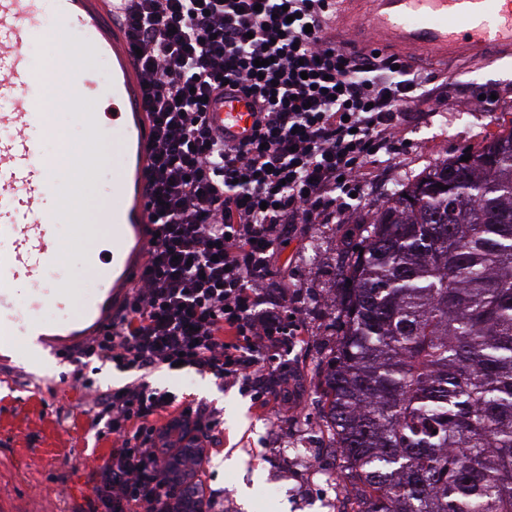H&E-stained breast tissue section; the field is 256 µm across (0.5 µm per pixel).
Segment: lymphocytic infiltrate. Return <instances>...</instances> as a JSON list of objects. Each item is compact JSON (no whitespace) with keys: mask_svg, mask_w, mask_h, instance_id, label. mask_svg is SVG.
Masks as SVG:
<instances>
[{"mask_svg":"<svg viewBox=\"0 0 512 512\" xmlns=\"http://www.w3.org/2000/svg\"><path fill=\"white\" fill-rule=\"evenodd\" d=\"M336 0H126L119 22L151 119L146 178L153 235L133 291L84 346L130 374L85 408L112 447L92 512H166L174 444L162 423L220 433L218 409L155 381L175 363L221 383L255 379L263 354L287 351L300 327L268 293L284 228L330 224L394 152L432 74L395 56L356 53L329 35ZM232 87L254 106V134L232 143L206 97Z\"/></svg>","mask_w":512,"mask_h":512,"instance_id":"lymphocytic-infiltrate-1","label":"lymphocytic infiltrate"}]
</instances>
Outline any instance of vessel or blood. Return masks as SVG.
Returning <instances> with one entry per match:
<instances>
[{
  "instance_id": "b4317fda",
  "label": "vessel or blood",
  "mask_w": 512,
  "mask_h": 512,
  "mask_svg": "<svg viewBox=\"0 0 512 512\" xmlns=\"http://www.w3.org/2000/svg\"><path fill=\"white\" fill-rule=\"evenodd\" d=\"M337 26L342 40L356 48L379 49L403 57L439 60L484 59L512 55V0H343ZM124 0H0V336L25 328L11 315L14 298L44 284L47 270L60 258L55 236L59 224H75L84 238L97 239L100 251L89 267L97 293L76 299L71 321L46 333L32 321L31 334L64 350L82 341L112 313V300L125 292L145 255L147 144L150 124L143 95L122 29L105 31L107 15L121 13ZM52 13L57 46L55 64L66 71L88 147L68 151L65 163L37 160L36 128L50 129L42 99L33 97L38 65L27 46L42 33L41 19ZM108 59L112 78L101 83L96 59ZM213 126L226 138L252 134L248 99L225 91L208 105ZM112 136L111 154L100 153L104 134ZM112 167V198L98 224L85 223L71 203L83 176L102 165Z\"/></svg>"
}]
</instances>
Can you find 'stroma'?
<instances>
[{
	"mask_svg": "<svg viewBox=\"0 0 512 512\" xmlns=\"http://www.w3.org/2000/svg\"><path fill=\"white\" fill-rule=\"evenodd\" d=\"M448 83L437 102L420 103L404 143L380 164L358 200L334 224L298 225L286 237L271 288L287 286L298 299L304 331L285 361L296 395L292 413L272 419L267 407L238 383L217 385L194 373L161 376V384L191 395L224 415V431L208 448L200 480L205 495L223 512H327L324 502L346 506L341 488L329 487L300 462L298 449L326 448L311 441L312 425L325 417L319 390L326 357L334 349L339 309L328 300L337 269L388 195L465 149L512 127V56L490 62L426 63ZM494 95L491 109L474 108L476 98ZM63 248L60 272L46 278L58 288L87 276L89 245H75V227L58 225ZM26 333L9 340L0 360V512H91L97 479L84 453L89 441L80 395L64 384L72 366L64 351L50 347L29 353Z\"/></svg>",
	"mask_w": 512,
	"mask_h": 512,
	"instance_id": "stroma-1",
	"label": "stroma"
}]
</instances>
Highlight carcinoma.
Returning <instances> with one entry per match:
<instances>
[{
    "label": "carcinoma",
    "instance_id": "obj_1",
    "mask_svg": "<svg viewBox=\"0 0 512 512\" xmlns=\"http://www.w3.org/2000/svg\"><path fill=\"white\" fill-rule=\"evenodd\" d=\"M463 156L393 192L339 269L320 384L352 512H512V129Z\"/></svg>",
    "mask_w": 512,
    "mask_h": 512
}]
</instances>
